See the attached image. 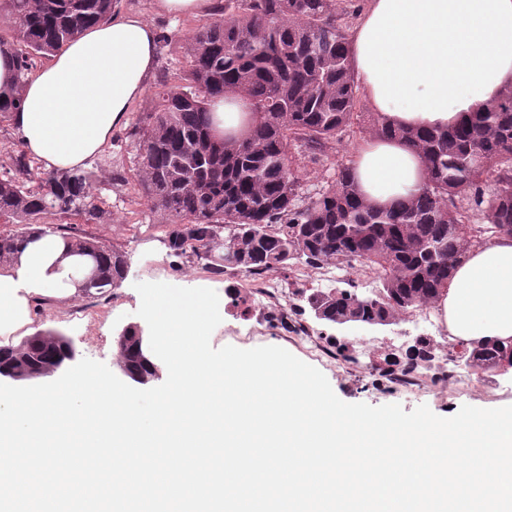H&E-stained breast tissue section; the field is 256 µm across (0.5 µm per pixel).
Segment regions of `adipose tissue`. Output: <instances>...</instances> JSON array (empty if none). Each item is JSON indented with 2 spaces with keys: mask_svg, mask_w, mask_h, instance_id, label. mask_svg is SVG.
I'll list each match as a JSON object with an SVG mask.
<instances>
[{
  "mask_svg": "<svg viewBox=\"0 0 512 512\" xmlns=\"http://www.w3.org/2000/svg\"><path fill=\"white\" fill-rule=\"evenodd\" d=\"M355 80L370 107L408 128L446 127L512 86V0H368L349 36ZM154 27L136 12L85 28L17 88L0 48V99L21 92L10 122L44 169L81 167L142 98L156 64ZM212 132L233 140L254 121L249 100L212 106ZM361 193L388 206L415 192L423 165L401 141L371 137L356 150ZM84 261L52 232L0 267V342L30 334L33 304L83 294ZM451 342L512 341V236L469 251L437 303Z\"/></svg>",
  "mask_w": 512,
  "mask_h": 512,
  "instance_id": "adipose-tissue-1",
  "label": "adipose tissue"
}]
</instances>
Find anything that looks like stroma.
Instances as JSON below:
<instances>
[{
	"label": "stroma",
	"instance_id": "stroma-1",
	"mask_svg": "<svg viewBox=\"0 0 512 512\" xmlns=\"http://www.w3.org/2000/svg\"><path fill=\"white\" fill-rule=\"evenodd\" d=\"M121 12L142 14L162 37L157 44L156 68L148 80L143 97L136 101L126 124L115 130L104 152L84 164L94 171L98 204L112 213L108 224H75L77 233L100 241L125 253L128 273L118 288L101 295L83 296L63 303L47 298L35 303L32 327L35 331L61 332L72 342L77 358H89L115 367L119 357L117 337L130 325L140 324L137 311L141 298L134 285L138 282H164L181 287H206L223 292V276L211 273L191 256L171 255L165 239L169 231L162 217L139 194L138 151L132 127L153 111L155 94L162 84H174L189 68L188 57L180 33L208 22V15L177 17L159 12L153 0H119ZM270 277L290 288V304L294 312L310 321L315 332L340 344L346 357L335 368L325 369L335 394L347 403L372 406L397 403L404 411L427 405L431 411L446 417L462 406L491 409L512 405V369L486 373L473 385L442 382L433 385L427 396L406 395L391 389L382 378L378 365L389 357L405 359L418 335L409 318L385 327L354 324L339 326L314 320L306 301L298 295L301 283L296 269L270 270ZM361 362L366 370L351 372L352 362Z\"/></svg>",
	"mask_w": 512,
	"mask_h": 512
}]
</instances>
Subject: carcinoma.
Returning a JSON list of instances; mask_svg holds the SVG:
<instances>
[{
  "mask_svg": "<svg viewBox=\"0 0 512 512\" xmlns=\"http://www.w3.org/2000/svg\"><path fill=\"white\" fill-rule=\"evenodd\" d=\"M0 1L12 18L17 70L15 95L0 102L3 124L21 102L34 60L112 17L117 0ZM356 17L347 0H218L210 21L179 35L189 70L156 93V111L136 133L139 185L172 225L169 250L191 253L215 274L298 265L381 273L371 296L336 288L310 293L306 302L336 325L387 326L436 306L468 251L512 234V87L448 128L396 127L373 113L367 133L404 141L425 167L420 189L395 204L365 200L351 160H336L333 183L311 192L308 166L337 150L361 117L348 41ZM226 94L248 98L256 119L243 138L218 146L209 106ZM9 160L0 174V218L20 228L0 234V265L54 220L109 223L95 202L93 172L42 171L19 148ZM60 236L91 262L85 288L102 294L126 278L123 252L92 237ZM65 340L53 330L26 338L13 366L18 379L39 372L37 345ZM118 347L148 350L136 326L126 327ZM448 348L449 359L480 373L512 368V344Z\"/></svg>",
  "mask_w": 512,
  "mask_h": 512,
  "instance_id": "1",
  "label": "carcinoma"
}]
</instances>
